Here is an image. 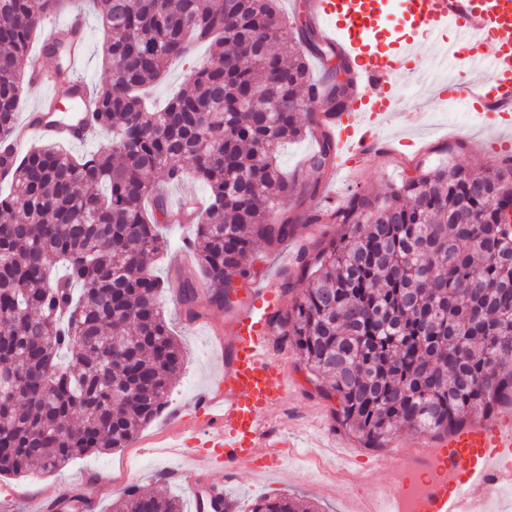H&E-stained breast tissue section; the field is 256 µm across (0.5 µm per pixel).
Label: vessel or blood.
<instances>
[{"label":"vessel or blood","instance_id":"vessel-or-blood-1","mask_svg":"<svg viewBox=\"0 0 512 512\" xmlns=\"http://www.w3.org/2000/svg\"><path fill=\"white\" fill-rule=\"evenodd\" d=\"M307 6L309 25L342 51L354 81L346 113L321 123L336 145L338 168L365 163L402 80L426 65L418 52L423 42H442L469 75L465 83L439 85L432 105L464 98L479 124L512 112V0H405L413 34L387 52L370 45L383 0H307ZM24 130L71 142L89 136L86 124L46 112L32 113ZM280 304L275 279L249 290L224 322L220 379L198 394L192 413L174 416L172 448L190 463L183 477L197 512H223L224 486L211 480L213 470L259 478L283 471L293 436L271 413L292 382L286 357L270 348L267 323ZM371 465L384 468L385 478L350 493L347 512H487L486 486H512V419L488 418Z\"/></svg>","mask_w":512,"mask_h":512}]
</instances>
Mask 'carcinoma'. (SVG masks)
I'll return each mask as SVG.
<instances>
[{
  "label": "carcinoma",
  "mask_w": 512,
  "mask_h": 512,
  "mask_svg": "<svg viewBox=\"0 0 512 512\" xmlns=\"http://www.w3.org/2000/svg\"><path fill=\"white\" fill-rule=\"evenodd\" d=\"M89 3L105 33L110 79L89 94L93 131L107 143L76 159L54 144L0 157V475L52 473L87 454L124 448L168 403L185 350L163 307L176 293L186 317L230 295L250 275L243 260L262 241L293 237L271 215L292 195L279 148L306 133L309 99L336 115L352 79L336 47L309 25L285 21L276 0H0V139L18 122L23 69L48 16ZM84 32L43 46L72 111L69 60ZM217 48L160 112L144 104L169 60L193 42ZM338 59L320 88L301 53ZM323 137L309 159L335 165ZM207 187L193 259L204 282L152 271L175 221L163 183L187 175ZM512 159L495 170L429 168L383 196L354 190L311 222L341 224L328 247L306 246L292 307L269 315L281 343L324 398L336 431L377 452L396 427L454 432L512 402ZM112 512H182L178 496L130 488ZM252 512H315L293 498Z\"/></svg>",
  "instance_id": "carcinoma-1"
}]
</instances>
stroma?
<instances>
[{
	"instance_id": "stroma-1",
	"label": "stroma",
	"mask_w": 512,
	"mask_h": 512,
	"mask_svg": "<svg viewBox=\"0 0 512 512\" xmlns=\"http://www.w3.org/2000/svg\"><path fill=\"white\" fill-rule=\"evenodd\" d=\"M212 57L209 43L195 45L192 53L172 61L163 76L150 90L149 97L156 105H163L182 88L187 76ZM512 135L507 127L476 131L470 127L469 112H430L425 115L419 129L405 130L399 122H392L384 133L377 150L368 158L361 170L342 175L337 185H330L328 176L307 167V159L317 148L315 138L305 136L286 144L279 156V164L289 179L295 180L297 189L282 210L293 218L295 232L283 249L258 246L246 259L245 265L253 271L254 281L276 275L285 276L287 270L279 263L282 253H296L310 240L326 243L337 237L340 229L333 224H310L306 218L326 208L331 190H338L340 198L350 191L361 190L373 195L385 194L389 187L403 177L437 164L462 165L474 170L489 164H502L512 157V148L491 151L497 140ZM164 233L169 242L167 251L155 265L159 276L180 274L186 265L187 240L195 235L191 224H168ZM172 326L187 352L184 370L173 386L167 411L144 426L128 447L117 448L103 454H87L74 459L56 472L34 476L0 477V500L11 497L16 512H46L53 502L68 489L105 482L106 488L95 500L94 512H111L112 502L122 493L126 484L139 485L141 492L158 490L157 476L165 470H182L185 460L166 452L172 430V411H189L195 396L212 384L221 374L217 357L219 338L214 329L224 323L227 310L213 307L205 319L190 321L184 313L169 309ZM295 391L274 416L292 426L299 438L298 448L289 451L285 459V475L278 480H261L241 474L225 482L224 493L236 505V512H251L257 499L268 496L298 498L313 503L318 512H345V488L354 472H361L364 480L383 478L380 470L366 469L371 451L362 448L352 437H344L342 456L321 452L314 446L315 438L332 431L330 401L313 396V387L307 374L293 368Z\"/></svg>"
}]
</instances>
